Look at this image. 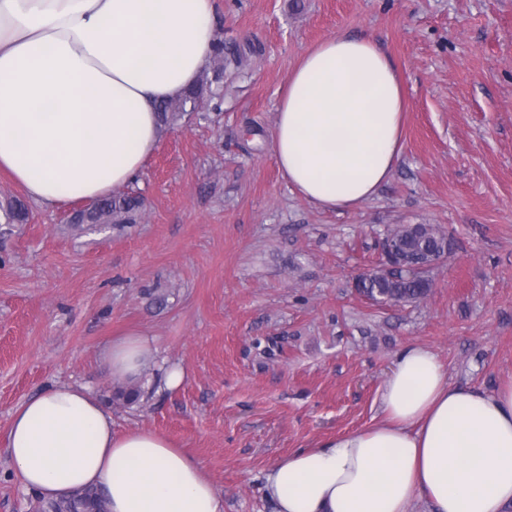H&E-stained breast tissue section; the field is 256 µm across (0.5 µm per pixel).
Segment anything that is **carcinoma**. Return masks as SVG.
I'll return each mask as SVG.
<instances>
[{
    "mask_svg": "<svg viewBox=\"0 0 512 512\" xmlns=\"http://www.w3.org/2000/svg\"><path fill=\"white\" fill-rule=\"evenodd\" d=\"M212 80L203 76L198 83L176 99L158 107L160 121L164 124L200 110L205 94L211 92ZM142 206L138 195L120 194L106 197L78 211L73 216L76 224H131ZM385 241L407 250L412 258L424 254L443 253L445 234L431 224H404L387 233ZM432 288L430 273L410 275L397 268H380L367 273L360 291L377 303H414L423 299ZM51 512H107L105 502L92 491H83L68 500L49 505Z\"/></svg>",
    "mask_w": 512,
    "mask_h": 512,
    "instance_id": "carcinoma-1",
    "label": "carcinoma"
}]
</instances>
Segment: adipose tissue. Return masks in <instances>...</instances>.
Returning <instances> with one entry per match:
<instances>
[{"mask_svg":"<svg viewBox=\"0 0 512 512\" xmlns=\"http://www.w3.org/2000/svg\"><path fill=\"white\" fill-rule=\"evenodd\" d=\"M215 43L212 0H0V172L47 206L93 203L143 170L163 127L157 105L195 84ZM402 78L369 37L310 47L277 104L270 152L292 191L351 211L403 151ZM153 355L130 331L104 356L134 379ZM383 419L275 460L261 490L275 512H506L512 505V379L452 384L408 346L382 391ZM23 486L47 501L91 488L108 512H224L202 463L165 436L112 428L82 385L27 399L7 433Z\"/></svg>","mask_w":512,"mask_h":512,"instance_id":"obj_1","label":"adipose tissue"}]
</instances>
